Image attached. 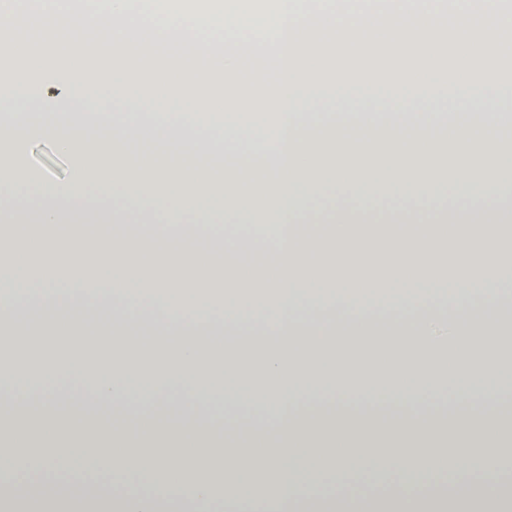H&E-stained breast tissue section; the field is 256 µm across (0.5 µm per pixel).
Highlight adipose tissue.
<instances>
[{
    "mask_svg": "<svg viewBox=\"0 0 512 512\" xmlns=\"http://www.w3.org/2000/svg\"><path fill=\"white\" fill-rule=\"evenodd\" d=\"M74 2L0 0L1 47L21 24L63 25L29 51L33 78L0 82V139L18 130L51 138L80 186L63 201L35 183L24 202L0 168V328L36 311L31 336L44 348L26 367L0 363V512H208L221 496L214 462L229 477L221 497L237 503L247 457L252 482L266 476L288 489L286 503L264 498L261 512H512V488L495 478L434 488L471 449L512 447L511 420L483 422L494 412L485 359L504 329L495 312L512 301L498 288L512 230V189L499 176L512 113L499 106L512 101V82L476 72L426 84L410 72L261 78L268 94L239 97L227 113L177 85L162 111L147 112L141 91L117 86L112 63L180 70L176 30L83 20ZM100 90L120 107L84 103ZM183 102L188 111H177ZM372 105L382 119L369 125L360 110ZM257 111L272 117L271 137L244 123ZM68 126L172 142L179 152L157 169L125 170L108 164L103 142L62 137ZM463 126L470 139L449 141ZM219 150L232 164L220 181L185 161ZM377 165L390 171L399 205L375 215L357 209L350 191ZM131 184L164 198L184 223H156L150 207L130 210L123 196L98 210L84 193ZM464 185L469 203L440 206L442 193ZM215 194L226 216L243 196L274 197V237L212 233L202 202ZM20 228L46 253L13 250ZM448 236L486 248L476 263H447L435 251ZM90 303L111 309V333L61 324ZM375 307L388 319L362 322ZM132 316L154 326L151 345L126 338ZM446 351L459 384L439 412L426 396L442 382L432 361ZM218 394L226 424L257 456L212 431ZM381 398L389 407H377ZM101 406L111 431L95 419ZM76 451L116 474L136 470L142 491L60 476ZM312 453L320 468L299 481L294 466ZM357 463L382 477L410 472L416 495L399 485L363 500L340 490L301 496L302 485Z\"/></svg>",
    "mask_w": 512,
    "mask_h": 512,
    "instance_id": "1",
    "label": "adipose tissue"
}]
</instances>
